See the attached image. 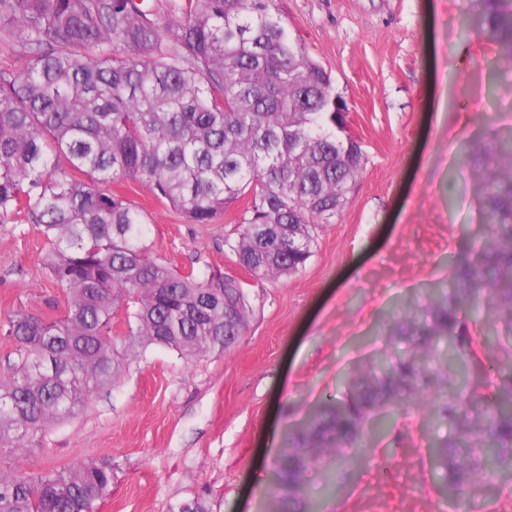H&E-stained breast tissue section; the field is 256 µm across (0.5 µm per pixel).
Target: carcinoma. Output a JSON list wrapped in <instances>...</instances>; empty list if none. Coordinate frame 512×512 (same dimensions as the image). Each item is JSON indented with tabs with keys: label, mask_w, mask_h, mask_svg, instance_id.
<instances>
[{
	"label": "carcinoma",
	"mask_w": 512,
	"mask_h": 512,
	"mask_svg": "<svg viewBox=\"0 0 512 512\" xmlns=\"http://www.w3.org/2000/svg\"><path fill=\"white\" fill-rule=\"evenodd\" d=\"M470 3L467 21L499 45L493 67L512 63V0ZM0 36L26 57L20 70L0 66V223L38 225L44 268L66 291L56 319L18 311L0 324L18 355L0 378V447L21 453L143 348L194 358L248 326L244 283L151 258L141 210L111 184L139 183L189 224H217L247 199L224 246L276 281L306 266L363 163L344 133L348 104L276 0H0ZM473 195L488 232L343 373L342 395L305 413L274 492L295 495L309 465L343 478L388 420L414 413L454 431L431 445L440 489L474 498L512 475L511 125L479 154ZM465 303L494 318L507 358L460 326ZM112 478L110 460L0 472V512H99Z\"/></svg>",
	"instance_id": "carcinoma-1"
}]
</instances>
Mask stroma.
<instances>
[{"mask_svg":"<svg viewBox=\"0 0 512 512\" xmlns=\"http://www.w3.org/2000/svg\"><path fill=\"white\" fill-rule=\"evenodd\" d=\"M289 32L330 73L351 108L364 166L335 223L315 232L298 274L245 279L246 330L226 350L185 359L152 346L114 385L21 453L0 448V472L31 473L110 459L99 512H512V482L468 505L438 493L428 444L440 429L400 420L336 490L309 472L299 500L273 492L290 422L365 348L392 308L447 277L479 230L462 149L512 121V84L491 75L498 46L466 30L463 0H280ZM114 192L141 208L151 254L208 275L239 269L232 224H190L133 181ZM49 245L27 221L0 224V321L19 309L53 319L66 297L45 272Z\"/></svg>","mask_w":512,"mask_h":512,"instance_id":"1","label":"stroma"}]
</instances>
